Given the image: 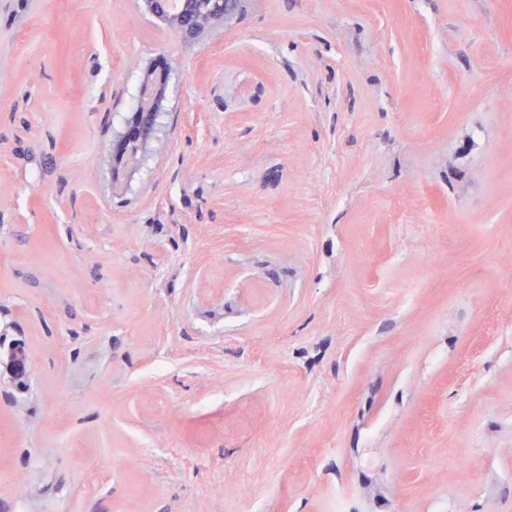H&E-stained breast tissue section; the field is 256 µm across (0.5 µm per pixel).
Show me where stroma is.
<instances>
[{
	"mask_svg": "<svg viewBox=\"0 0 512 512\" xmlns=\"http://www.w3.org/2000/svg\"><path fill=\"white\" fill-rule=\"evenodd\" d=\"M9 2L0 512H512V0ZM189 1L179 0V6L175 9L170 0H143L145 7L156 16L163 19L166 26L172 31L180 34L185 39H190L200 43L208 42L207 39L212 32L220 27L227 26L226 23L230 17V12H224L225 9H231L233 12L239 9L242 0H200L197 5L202 11L224 12L221 14L208 15L197 20L192 26L193 16L190 11ZM194 32V36L191 34ZM207 39V40H205Z\"/></svg>",
	"mask_w": 512,
	"mask_h": 512,
	"instance_id": "35a3bbf8",
	"label": "stroma"
}]
</instances>
